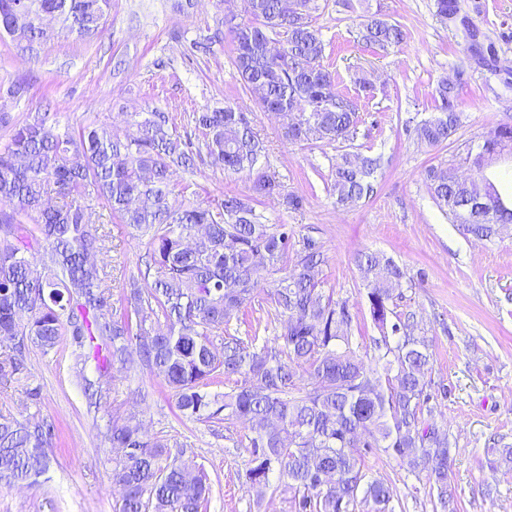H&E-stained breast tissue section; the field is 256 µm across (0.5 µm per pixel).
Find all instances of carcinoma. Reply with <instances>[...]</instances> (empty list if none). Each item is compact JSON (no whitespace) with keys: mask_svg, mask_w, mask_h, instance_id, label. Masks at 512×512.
<instances>
[{"mask_svg":"<svg viewBox=\"0 0 512 512\" xmlns=\"http://www.w3.org/2000/svg\"><path fill=\"white\" fill-rule=\"evenodd\" d=\"M0 0V36L29 54L56 33L85 40L99 35L112 0ZM246 19L229 31L233 63L244 86L265 112L295 109L288 140L346 141L356 127L357 105L339 98L323 66L324 44L313 25L317 0H241ZM448 27L475 37L461 0H436ZM224 13L215 31L193 42L210 52L224 34ZM362 40L379 49L401 44L398 24L373 17ZM457 88H436L438 112L417 128L418 139L439 146L457 131ZM203 147L178 132L157 109L125 113V126L91 123L60 131L48 112L12 121L0 112L9 138L0 147V379L21 381L26 354L71 349L88 405L107 404L102 378L112 369L163 378L178 409L190 419L220 428L239 421L252 433L246 480L260 495L278 472L293 493L296 512H349L361 500L387 512L392 485L364 471L367 455L416 477L426 474L445 509L454 500L448 485V431L425 421L432 415L431 354L415 325L396 316L393 300L406 273L379 252L357 254L371 321L380 333L374 349L381 369L366 365L351 339L353 314L346 300L325 294L318 279L324 262L311 238L291 243L284 224L258 222L252 202L280 190L261 165L265 146L243 112L226 106L193 113ZM512 147V123L482 136L468 155L477 176L461 181L431 167L433 198L454 224L489 239L512 224V204L485 174L488 160ZM209 161L249 176L253 195L227 194L216 205L169 202L173 170ZM381 158L343 155L332 173L336 203L373 193L370 178ZM108 209L133 233L148 236L145 269L123 294L124 311L112 306V284L91 262L106 248L95 207ZM283 273L266 303L281 319L273 341L226 336L228 327L258 294L269 274ZM163 323L165 329L156 328ZM398 337L394 343L390 337ZM94 364L95 376L85 374ZM234 381L219 395L209 388ZM56 426L0 414V484H34L50 461ZM101 444L117 452L112 484L118 512H201L209 478L186 445L148 437L141 426L111 416Z\"/></svg>","mask_w":512,"mask_h":512,"instance_id":"1","label":"carcinoma"}]
</instances>
